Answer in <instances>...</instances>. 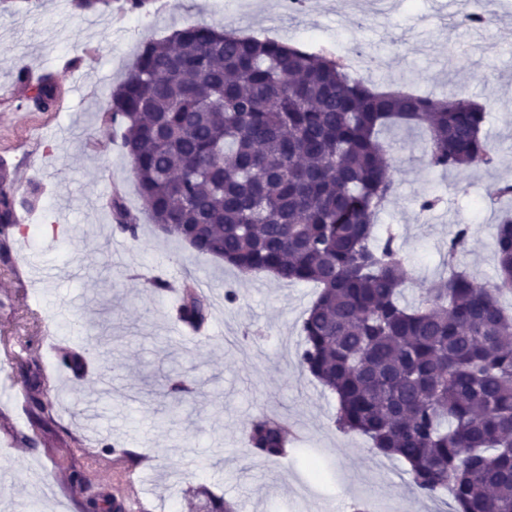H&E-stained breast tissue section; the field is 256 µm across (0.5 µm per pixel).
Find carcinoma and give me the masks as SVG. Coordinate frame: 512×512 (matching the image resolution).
<instances>
[{
  "label": "carcinoma",
  "mask_w": 512,
  "mask_h": 512,
  "mask_svg": "<svg viewBox=\"0 0 512 512\" xmlns=\"http://www.w3.org/2000/svg\"><path fill=\"white\" fill-rule=\"evenodd\" d=\"M26 100L57 103L51 74ZM145 213L199 255L245 273L319 288L302 324L298 363L337 400L335 424L407 466L424 496L447 492L452 512H512V216L492 227L497 279L478 284L457 264L469 228L448 239V275L415 305L401 302L410 271L395 237L378 235L396 195L389 128H423L434 171H483L499 161L482 134L486 107L379 91L325 48L302 49L212 26L175 29L145 44L107 99ZM13 175L0 162V242L18 229ZM129 239L140 225L115 204ZM208 296L181 285L178 316L200 327ZM35 430L52 420L50 391L26 376ZM288 422L255 419L252 454L282 456Z\"/></svg>",
  "instance_id": "cac0c4a2"
}]
</instances>
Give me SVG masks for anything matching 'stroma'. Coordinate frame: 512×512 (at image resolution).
I'll return each instance as SVG.
<instances>
[{
	"label": "stroma",
	"instance_id": "stroma-1",
	"mask_svg": "<svg viewBox=\"0 0 512 512\" xmlns=\"http://www.w3.org/2000/svg\"><path fill=\"white\" fill-rule=\"evenodd\" d=\"M122 2L87 14L77 0H0V161L43 188L9 252L0 253V337L22 344L16 364L0 360V512H28L36 502L43 512H79L68 473L86 460L75 436L97 450L89 478L95 494L106 486L124 494L115 478L125 465L110 445L154 457L152 470L132 473L150 512H162L171 498L178 512H205L203 486L236 512H443V503L410 484L404 463L336 427L335 396L299 367L313 284L241 273L147 224L122 260H111V213L88 199L119 197L133 213L142 209L131 162L119 136L103 132L101 116L144 42L176 28L221 25L289 44L356 46L365 77L379 86L404 82L438 94L456 85L485 101L484 134L499 149L492 172H435L422 159L420 130L389 132L398 192L379 223L396 230L412 271L406 298L442 273L458 222L470 227L462 268L495 281L489 220L502 205L492 196L512 180V0H488L489 20L476 29L460 22L471 0H311L296 17L281 0H150L138 16ZM22 69L53 74L64 106L21 105ZM432 195L441 203L422 215L419 201ZM185 275L210 289V339L183 335L174 298L145 284ZM230 290L232 303L224 298ZM63 304L64 320L57 315ZM105 318L117 337L110 346L85 334ZM49 331L84 350L89 370L77 378L63 372L47 396L54 421L31 446L24 441L29 417L16 412L11 382L23 380L24 367L52 366L41 347ZM176 376L194 384L179 406L164 393ZM263 414L288 417L300 432L288 459L248 453L245 434Z\"/></svg>",
	"mask_w": 512,
	"mask_h": 512
}]
</instances>
